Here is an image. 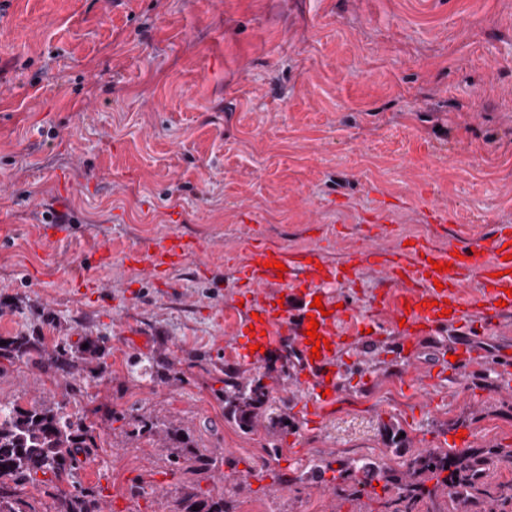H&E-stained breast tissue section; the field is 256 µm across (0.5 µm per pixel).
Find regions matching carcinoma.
Returning a JSON list of instances; mask_svg holds the SVG:
<instances>
[{
    "instance_id": "carcinoma-1",
    "label": "carcinoma",
    "mask_w": 512,
    "mask_h": 512,
    "mask_svg": "<svg viewBox=\"0 0 512 512\" xmlns=\"http://www.w3.org/2000/svg\"><path fill=\"white\" fill-rule=\"evenodd\" d=\"M88 347L75 352L64 342L47 349L40 336H12L0 345V356L15 362L42 365L48 371L61 374L74 390H81L84 356L94 358L103 349V340H89ZM269 400L267 386L255 379L227 375L224 378V402L228 416L245 428L253 427L258 411ZM137 433L160 437L163 446L171 443L182 446V452L171 461V471L207 474L214 470L215 460L207 453L187 445L186 433L177 427H159L149 419L139 420ZM101 435L78 413H68L61 406L33 403L23 408L16 403H0V512H36L33 504L24 499L20 488L40 482L38 475L48 481H73L79 468L78 456L98 447ZM482 461L469 448H430L423 454L403 463L404 470L395 477L399 500L405 503L404 512H412V504L425 495L439 490L470 488L479 483ZM342 470L351 480L350 495L360 497L372 480H385L389 470L374 461L346 462ZM436 480L433 489L425 481ZM102 489L74 487L60 491L56 512H97ZM180 512H235V501L224 494H203V499L180 501Z\"/></svg>"
}]
</instances>
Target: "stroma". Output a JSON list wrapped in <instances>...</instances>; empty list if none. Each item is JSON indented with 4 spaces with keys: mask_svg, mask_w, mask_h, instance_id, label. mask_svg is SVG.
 <instances>
[{
    "mask_svg": "<svg viewBox=\"0 0 512 512\" xmlns=\"http://www.w3.org/2000/svg\"><path fill=\"white\" fill-rule=\"evenodd\" d=\"M434 209L447 222H430ZM500 224H512V0H0V336L105 340L76 393L0 358V402L95 424L103 441L76 480L103 487L101 512H177L225 474L245 507L393 512L389 488L357 499L278 476L318 460L395 469L460 428L480 456L512 448L497 365L425 380L447 334L410 363L392 359L395 334L365 343L316 423L288 343L254 366L229 356L235 267L254 237L340 264L409 237L487 246ZM174 235L205 253L160 278L125 258ZM387 288L365 265L334 294L365 315ZM135 357L170 363L169 380L131 371ZM229 369L270 390L253 428L227 415ZM141 416L185 428L221 458L216 473L172 477L167 449L133 436ZM271 448L281 458L252 477Z\"/></svg>",
    "mask_w": 512,
    "mask_h": 512,
    "instance_id": "stroma-1",
    "label": "stroma"
}]
</instances>
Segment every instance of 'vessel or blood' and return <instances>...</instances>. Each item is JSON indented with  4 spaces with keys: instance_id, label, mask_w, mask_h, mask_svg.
I'll return each instance as SVG.
<instances>
[{
    "instance_id": "obj_1",
    "label": "vessel or blood",
    "mask_w": 512,
    "mask_h": 512,
    "mask_svg": "<svg viewBox=\"0 0 512 512\" xmlns=\"http://www.w3.org/2000/svg\"><path fill=\"white\" fill-rule=\"evenodd\" d=\"M203 249L202 243L173 236L149 256L132 250L127 258L134 263L148 261L156 273ZM273 259L284 264V273L269 268ZM364 263L382 270L389 285L378 298L376 311L395 320L403 359L412 357L419 339L451 328L458 336L453 355L463 361H483L489 350L479 345V338L484 337L489 322L512 313L511 224L497 227L488 248H467L457 255L416 237L393 252L366 247L362 257L349 258L342 266L325 263L317 246L288 250L253 240L236 269L237 280L251 290L235 330L237 356L243 363H257L281 339L290 340L300 358L298 379L308 393L305 412L309 420H320L336 403L339 358L368 339L361 328L371 324V317L360 318L349 308L339 307L338 297L326 290L327 285L351 279ZM472 283L477 284L478 293L470 297L465 289ZM317 297L326 309L318 319L317 333L330 346L315 358L305 331Z\"/></svg>"
}]
</instances>
